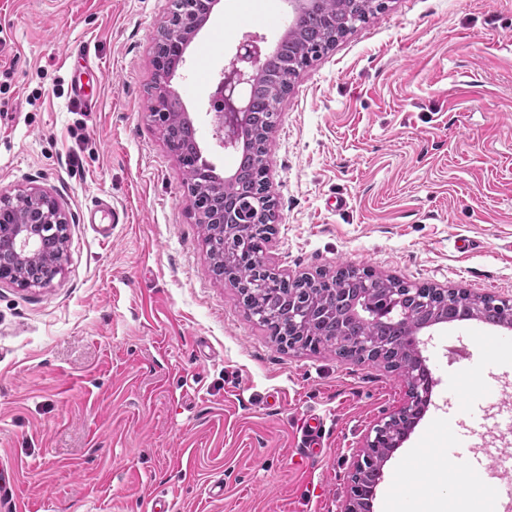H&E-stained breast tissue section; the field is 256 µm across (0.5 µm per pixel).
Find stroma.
<instances>
[{"mask_svg":"<svg viewBox=\"0 0 512 512\" xmlns=\"http://www.w3.org/2000/svg\"><path fill=\"white\" fill-rule=\"evenodd\" d=\"M171 3L0 0V190H51L69 220L50 285H0V460L21 512H147L152 490L173 512H340L354 455L407 382L330 347H283L212 275L146 92ZM288 13L287 0H219L171 79L218 176L234 154L209 97L243 35L270 52ZM67 55L92 64L91 103L72 100ZM266 180L264 261L288 278L365 268L512 299V0H389L294 80ZM97 197L125 215L107 242L86 221ZM497 334L467 321L420 335L431 402L372 512L404 497L423 512L413 476L441 478L450 437L489 465L512 445Z\"/></svg>","mask_w":512,"mask_h":512,"instance_id":"1","label":"stroma"}]
</instances>
